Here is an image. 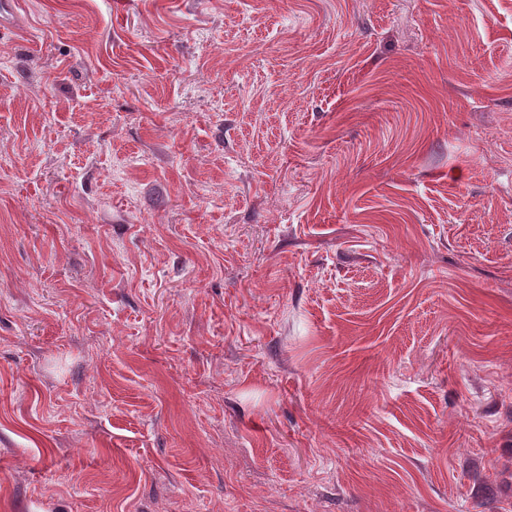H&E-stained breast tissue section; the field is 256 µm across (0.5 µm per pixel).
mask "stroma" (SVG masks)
<instances>
[{"label": "stroma", "mask_w": 512, "mask_h": 512, "mask_svg": "<svg viewBox=\"0 0 512 512\" xmlns=\"http://www.w3.org/2000/svg\"><path fill=\"white\" fill-rule=\"evenodd\" d=\"M0 512H512V0H21Z\"/></svg>", "instance_id": "1"}]
</instances>
